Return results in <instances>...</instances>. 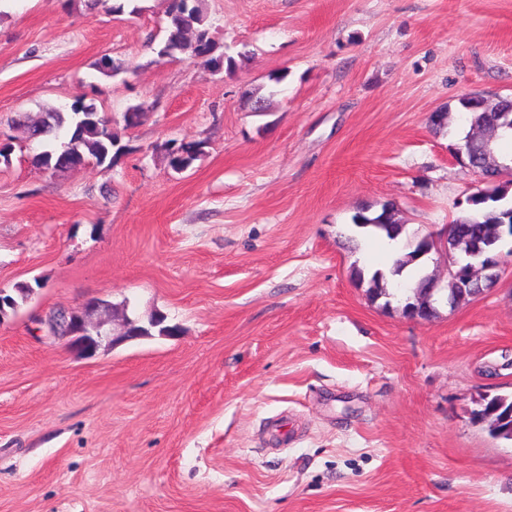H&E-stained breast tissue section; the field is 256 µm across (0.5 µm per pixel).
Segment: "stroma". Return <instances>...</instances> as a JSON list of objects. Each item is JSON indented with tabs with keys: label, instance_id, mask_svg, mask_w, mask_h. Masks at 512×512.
Masks as SVG:
<instances>
[{
	"label": "stroma",
	"instance_id": "1",
	"mask_svg": "<svg viewBox=\"0 0 512 512\" xmlns=\"http://www.w3.org/2000/svg\"><path fill=\"white\" fill-rule=\"evenodd\" d=\"M138 4L0 0V135L146 108L112 167L0 164V289L32 288L0 320V512H512V444L471 421L512 392L484 374L512 356V242L499 289L422 322L368 299L351 266L391 260L347 242L367 204L411 241L464 216L454 105L512 97V0H206L230 76L158 58L168 4ZM169 139L205 154L172 173ZM94 298L179 333L80 357L42 319Z\"/></svg>",
	"mask_w": 512,
	"mask_h": 512
}]
</instances>
